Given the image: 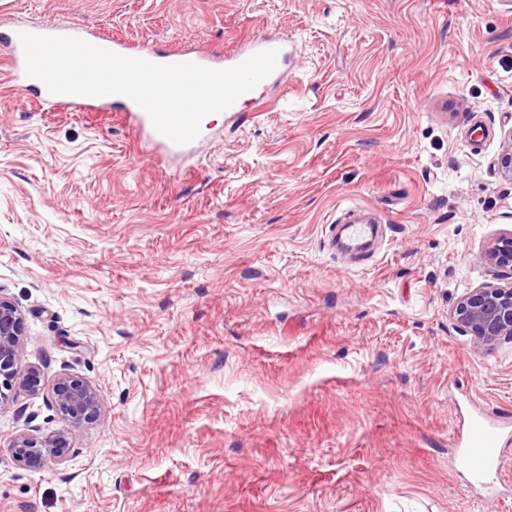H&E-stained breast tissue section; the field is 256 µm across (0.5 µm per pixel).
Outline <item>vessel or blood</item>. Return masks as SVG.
Here are the masks:
<instances>
[{
  "label": "vessel or blood",
  "instance_id": "b4317fda",
  "mask_svg": "<svg viewBox=\"0 0 512 512\" xmlns=\"http://www.w3.org/2000/svg\"><path fill=\"white\" fill-rule=\"evenodd\" d=\"M24 32L39 36L73 37L117 55L141 59L153 64L193 63L212 70L231 69L256 54L276 51L275 69L252 89L239 95L228 107L227 112L234 119L238 118L245 102L262 103L265 92L281 85L291 56L288 40L283 36L260 35L246 40L229 53L216 55L197 48L161 50L152 46H139L97 34L89 29L55 24L16 23L0 32V41L5 42L10 48L9 69L18 94H25L29 88L34 87L38 89L42 100L50 103L54 108L75 112L98 111L113 104L120 106L128 122L147 143L151 154L154 155L175 153L180 151L181 146L157 132L149 114L131 98L121 94L100 96L55 94L50 92L41 80L28 76L20 40V35ZM343 233L348 248L358 250L361 249L365 240L373 235L374 227L370 224L350 223L344 225ZM505 446L506 440L503 434L494 425L483 420L475 421L468 430L461 453V462L476 482H486L500 470L504 462Z\"/></svg>",
  "mask_w": 512,
  "mask_h": 512
}]
</instances>
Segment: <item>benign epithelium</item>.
I'll use <instances>...</instances> for the list:
<instances>
[{
  "mask_svg": "<svg viewBox=\"0 0 512 512\" xmlns=\"http://www.w3.org/2000/svg\"><path fill=\"white\" fill-rule=\"evenodd\" d=\"M498 170L503 180L512 183V131L504 137ZM477 261L496 271L498 282L463 293L448 310V320L454 329L469 337L473 352L484 353L512 344V230L496 234L478 254ZM24 335L22 311L0 296V408L8 404L12 390L20 387L36 391L41 386L40 371L22 365ZM51 400L74 427L90 423L106 411L97 386L67 374L52 383ZM69 446L67 432L45 439L20 433L11 442L14 460L27 470H39L50 460L63 461Z\"/></svg>",
  "mask_w": 512,
  "mask_h": 512,
  "instance_id": "obj_1",
  "label": "benign epithelium"
}]
</instances>
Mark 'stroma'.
<instances>
[{
	"mask_svg": "<svg viewBox=\"0 0 512 512\" xmlns=\"http://www.w3.org/2000/svg\"><path fill=\"white\" fill-rule=\"evenodd\" d=\"M222 54L288 36L264 111L162 159L121 113L19 105L0 46V296L39 392L0 409V512H512L454 454L512 427V345L448 321L512 229V0H0L15 21ZM381 235L347 264L329 225ZM60 374L106 412L72 426ZM71 433L19 468V433Z\"/></svg>",
	"mask_w": 512,
	"mask_h": 512,
	"instance_id": "35a3bbf8",
	"label": "stroma"
}]
</instances>
